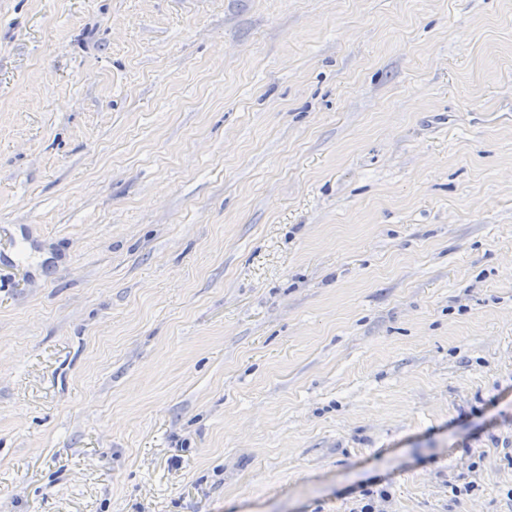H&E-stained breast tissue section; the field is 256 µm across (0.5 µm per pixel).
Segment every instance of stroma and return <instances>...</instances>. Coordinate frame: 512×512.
Here are the masks:
<instances>
[{
    "instance_id": "obj_1",
    "label": "stroma",
    "mask_w": 512,
    "mask_h": 512,
    "mask_svg": "<svg viewBox=\"0 0 512 512\" xmlns=\"http://www.w3.org/2000/svg\"><path fill=\"white\" fill-rule=\"evenodd\" d=\"M368 491L512 512V0H0V512Z\"/></svg>"
}]
</instances>
